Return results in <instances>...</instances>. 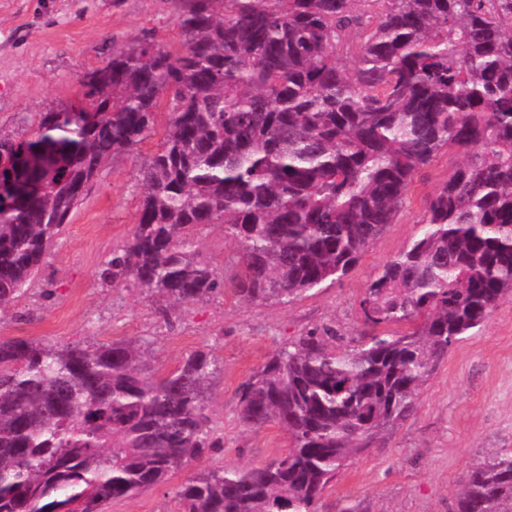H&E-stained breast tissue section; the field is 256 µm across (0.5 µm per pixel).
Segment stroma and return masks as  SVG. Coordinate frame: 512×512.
Listing matches in <instances>:
<instances>
[{
    "label": "stroma",
    "instance_id": "1",
    "mask_svg": "<svg viewBox=\"0 0 512 512\" xmlns=\"http://www.w3.org/2000/svg\"><path fill=\"white\" fill-rule=\"evenodd\" d=\"M147 35L180 49L172 0H0V138L33 137L40 115L80 99L82 77L104 67L112 47ZM159 143L152 137L137 155L105 164L47 257L38 287L0 313V337L61 344L140 339L159 373L193 350H210L222 365L211 383L210 409L224 446L209 464L259 465L286 453L290 440L273 424L240 427L238 387L275 349L313 328L332 325L348 345L365 342L359 298L418 235L426 197L447 181L459 154L443 149L417 174L395 223L343 279L287 304L256 305L228 290L184 306L167 323L144 292L105 288L99 279L136 222L139 161ZM199 248L232 281L238 248L223 227H205ZM496 448H512L511 294L449 348L414 414L338 474L323 495V512H334L343 498L364 502L368 512H453L467 470ZM189 475L176 471L162 486L112 501L108 512H179L175 493Z\"/></svg>",
    "mask_w": 512,
    "mask_h": 512
}]
</instances>
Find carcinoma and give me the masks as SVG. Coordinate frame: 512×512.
<instances>
[{"instance_id":"1","label":"carcinoma","mask_w":512,"mask_h":512,"mask_svg":"<svg viewBox=\"0 0 512 512\" xmlns=\"http://www.w3.org/2000/svg\"><path fill=\"white\" fill-rule=\"evenodd\" d=\"M182 48L112 47L110 81L0 138V310L38 281L103 166L166 124L138 169L136 224L100 273L164 318L224 293L200 231L239 248L235 294L287 304L346 276L394 223L415 176L461 158L419 235L365 288L358 348L328 325L241 385L239 425L284 428L288 452L202 467L180 512H319L328 485L408 419L448 348L512 292V0H174ZM355 62L352 70L343 61ZM218 360L166 374L146 342L0 338V512H106L198 465L224 437L207 392ZM453 512H512V448L471 466Z\"/></svg>"}]
</instances>
